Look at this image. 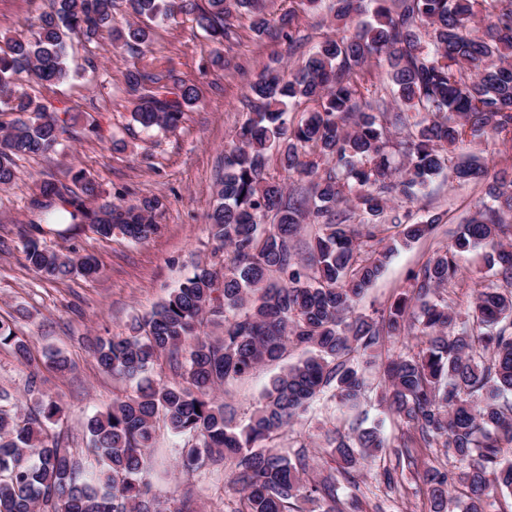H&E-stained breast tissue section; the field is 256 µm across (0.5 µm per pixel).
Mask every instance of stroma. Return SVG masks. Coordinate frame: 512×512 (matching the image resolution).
I'll return each instance as SVG.
<instances>
[{
  "label": "stroma",
  "instance_id": "stroma-1",
  "mask_svg": "<svg viewBox=\"0 0 512 512\" xmlns=\"http://www.w3.org/2000/svg\"><path fill=\"white\" fill-rule=\"evenodd\" d=\"M295 11V25L309 45L325 37V14L307 9L300 0H272L271 26H278L288 11ZM71 76L63 83L41 86L19 76L18 90L75 115L69 138L47 154L17 160V179L0 190V324L25 337L31 363H21L11 348L0 347V390L24 398L30 370H37L48 393L64 407L59 426L64 442L75 455L90 460L85 421L106 410L113 399L133 391L126 380L97 368L92 347L97 337L123 334L134 316L150 311L178 288L194 265L210 259L212 244L207 214L213 201L216 178L224 167V148L246 117L248 86L263 64L279 59L295 65L299 55L286 41L257 35L248 21L234 24L233 37L211 41L194 15L156 21L142 51L113 49L112 36L102 32L98 44L77 40L68 44ZM173 73L195 84L197 106L185 112L177 129L144 130L131 117L126 93L129 69ZM81 170L99 185L102 200L129 204L143 197L162 202L155 220L161 234L143 243L120 236L103 238L85 224H43L29 205L43 181L70 183L71 171ZM485 184L458 185L438 179L408 208L421 219L440 213L444 221L429 239L399 249L389 259L375 285L358 305L374 314L407 291L412 275L436 251L450 245L453 233L485 196ZM43 224L46 245L56 251L89 254L101 273L93 279L80 276L46 278L27 264L24 238ZM492 247L480 245L467 253L462 272L444 292L448 304L460 315L470 312L485 274V258ZM65 355L70 368L58 372L48 361V350ZM284 363L258 367L243 380L226 387L223 400L245 420L256 408L270 378ZM368 389L357 411L324 400L288 431L280 444L296 451L306 444L314 462L326 464L324 433L347 429L354 418L378 423L391 446L381 459L358 472L356 484H342L341 494H355L364 512L378 504L388 512H424L426 501L410 477L402 476L395 454L403 443L402 426L381 402L384 381L374 368L366 369ZM183 443L159 431L152 450V493L173 506L180 492L192 491L203 512H230L234 494L224 486L223 468L185 473L175 469ZM401 475L404 490L395 501L385 502L386 473Z\"/></svg>",
  "mask_w": 512,
  "mask_h": 512
}]
</instances>
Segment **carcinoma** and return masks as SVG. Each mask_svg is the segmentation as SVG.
I'll list each match as a JSON object with an SVG mask.
<instances>
[{"label": "carcinoma", "mask_w": 512, "mask_h": 512, "mask_svg": "<svg viewBox=\"0 0 512 512\" xmlns=\"http://www.w3.org/2000/svg\"><path fill=\"white\" fill-rule=\"evenodd\" d=\"M133 22L113 25L115 0H53L27 33L3 36L0 112L18 117L0 126V188L16 178L14 159L52 150L68 119L15 88L25 73L42 84L67 80L66 38L95 41L104 29L130 49L147 43L149 23L196 14L214 42L231 34L229 18L245 17L267 32V0H130ZM336 28L294 71L263 67L249 85L250 112L224 151L209 213L216 249L230 248L224 265L203 261L128 333L98 339V369L137 381L135 394L113 401L87 421L91 471L64 448L55 427L63 408L34 372L26 394L33 405L0 409V512H167L151 494L148 458L159 425L185 440L181 467L230 468L238 498L231 512H363L360 499L339 497L341 482L388 447L380 428L349 424L327 440L337 473L311 477L305 452L290 456L277 444L288 427L326 393L353 409L365 392L355 360L404 334L425 338L416 353H400L382 369V401L410 433L400 454L441 448L460 462L417 473L428 512H487L495 497L512 495V171L489 174L479 160L454 149L466 140L512 142V0H336ZM274 37L292 48L302 37L293 16ZM386 69L378 87L367 68ZM126 91L131 117L144 129L174 130L198 102L192 85L134 69ZM404 159L391 165V153ZM486 183V201L466 220L454 243L413 275L411 294L377 317L357 311L396 244L431 237L443 216L415 220L390 206L412 202L436 176ZM311 194L287 192L292 177ZM73 186L44 182L30 206L56 197L71 207L58 219L87 224L97 235L144 242L158 235L160 202H104L82 172ZM365 233L350 228V213ZM318 225L300 255L297 237ZM393 237H379L389 228ZM379 239L380 248H367ZM495 244L487 260L496 282L478 292L472 323L457 322L440 291L456 278L463 256ZM25 260L50 278H94L95 260L63 254L38 240ZM0 345L28 359L29 344L0 325ZM303 356L273 377L245 424L235 421L216 392L257 366L282 360L288 347ZM167 366L179 380L157 382Z\"/></svg>", "instance_id": "obj_1"}]
</instances>
